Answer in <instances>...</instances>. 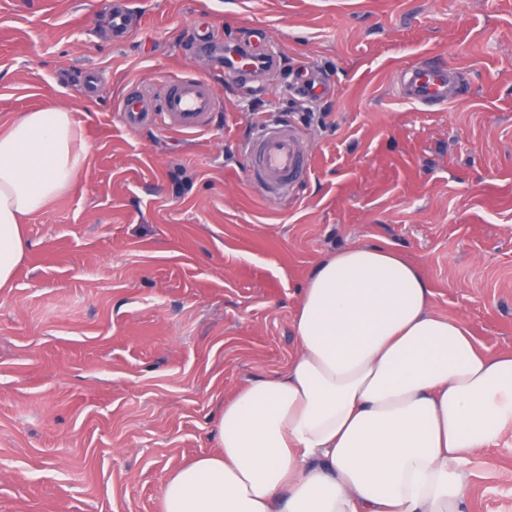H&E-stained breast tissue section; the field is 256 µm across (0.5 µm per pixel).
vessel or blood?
Instances as JSON below:
<instances>
[{"label":"vessel or blood","instance_id":"1","mask_svg":"<svg viewBox=\"0 0 512 512\" xmlns=\"http://www.w3.org/2000/svg\"><path fill=\"white\" fill-rule=\"evenodd\" d=\"M130 0H117L110 9L112 35L122 39L129 25ZM197 46L209 55L227 78L248 86L272 68L277 54L260 37L222 46L210 35H200ZM162 101L150 92L135 90L123 96L119 110L127 126L160 125L185 133L204 129L217 104L214 84L205 77L182 75L165 80ZM399 98L415 106L441 107L454 102L453 75L442 66L420 64L402 70ZM247 178L270 198L283 199L310 171V156L293 130L283 124L263 126L247 145Z\"/></svg>","mask_w":512,"mask_h":512}]
</instances>
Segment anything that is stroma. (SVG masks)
Listing matches in <instances>:
<instances>
[{"label":"stroma","instance_id":"35a3bbf8","mask_svg":"<svg viewBox=\"0 0 512 512\" xmlns=\"http://www.w3.org/2000/svg\"><path fill=\"white\" fill-rule=\"evenodd\" d=\"M134 2L116 44L103 0H0V126L64 106L92 145L0 288V512H159L168 473L214 449L225 396L285 368L304 281L345 247L405 254L437 313L512 348V0ZM255 27L281 63L248 92L193 35ZM424 62L457 70L447 108L398 98ZM305 68L335 95L297 97ZM181 74L218 87L208 129L124 124L119 98ZM255 112L312 156L286 199L247 180ZM472 470L467 512H512V436Z\"/></svg>","mask_w":512,"mask_h":512}]
</instances>
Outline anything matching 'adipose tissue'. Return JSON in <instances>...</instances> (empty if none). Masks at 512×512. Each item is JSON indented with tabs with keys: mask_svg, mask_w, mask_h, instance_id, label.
Returning <instances> with one entry per match:
<instances>
[{
	"mask_svg": "<svg viewBox=\"0 0 512 512\" xmlns=\"http://www.w3.org/2000/svg\"><path fill=\"white\" fill-rule=\"evenodd\" d=\"M91 152L66 107L0 128V288L24 218L69 192ZM417 265L381 245L319 261L285 372L224 400L216 451L175 468L160 512H466L475 451L512 435V349L436 313Z\"/></svg>",
	"mask_w": 512,
	"mask_h": 512,
	"instance_id": "ef3b65f1",
	"label": "adipose tissue"
}]
</instances>
